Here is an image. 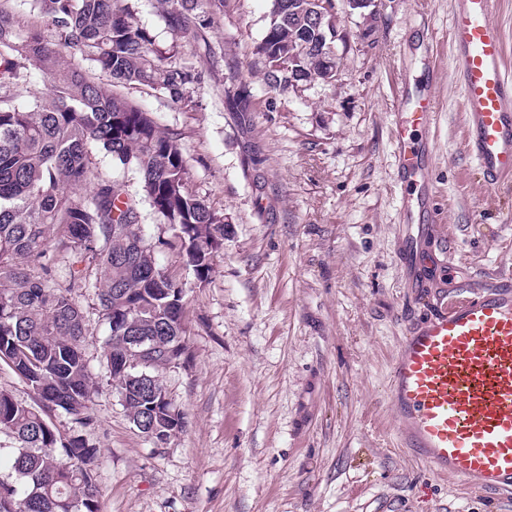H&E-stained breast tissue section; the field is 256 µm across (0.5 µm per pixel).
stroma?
<instances>
[{
    "mask_svg": "<svg viewBox=\"0 0 512 512\" xmlns=\"http://www.w3.org/2000/svg\"><path fill=\"white\" fill-rule=\"evenodd\" d=\"M137 19L194 75L187 102L136 83L123 98L177 132L187 188L224 215L206 283L160 221L135 169L91 145L103 175L139 202L144 242L185 289V357L161 370L183 431L155 448L130 422L104 357L110 335L84 291L93 423L63 412L61 439L100 450L98 512H512V494L460 486L401 448L386 400L411 320L430 308L399 270L393 119L433 67L424 137L434 236L454 267L483 278L512 266V188L489 192L466 153L455 85L454 0H334L339 58L329 82L271 87L258 52L272 0H206L195 33L169 29L160 0Z\"/></svg>",
    "mask_w": 512,
    "mask_h": 512,
    "instance_id": "stroma-1",
    "label": "stroma"
}]
</instances>
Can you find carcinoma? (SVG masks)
<instances>
[{"instance_id": "obj_1", "label": "carcinoma", "mask_w": 512, "mask_h": 512, "mask_svg": "<svg viewBox=\"0 0 512 512\" xmlns=\"http://www.w3.org/2000/svg\"><path fill=\"white\" fill-rule=\"evenodd\" d=\"M168 27L191 32L201 0H167ZM54 37L23 28L0 9V88L26 83L33 65L52 78V97L27 106L0 94V362L25 382L37 406L0 390V433L16 442L18 481L0 480V512H97L100 450L81 434L64 443L48 413L61 410L85 428L93 422L88 335L79 290L93 289L110 337L105 359L124 396L130 421L142 433L184 427L158 371L186 352L183 287L159 268L141 234L135 196L90 166L98 143L141 175L151 206L177 235L162 245L184 251L199 282L206 281L224 246V215L186 188L187 162L178 135L122 98L119 84L138 83L184 100L190 71L163 62L162 52L136 18L132 0H34ZM314 0H272L259 45L274 87H292L288 68L307 82L333 80L303 43ZM79 54L112 78L95 82L65 60ZM91 185L90 194L78 190ZM54 249L94 265L63 288L48 285V238ZM154 346L153 351L144 349Z\"/></svg>"}]
</instances>
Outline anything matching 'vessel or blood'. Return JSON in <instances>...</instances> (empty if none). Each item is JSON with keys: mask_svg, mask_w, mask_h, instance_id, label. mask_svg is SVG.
Returning <instances> with one entry per match:
<instances>
[{"mask_svg": "<svg viewBox=\"0 0 512 512\" xmlns=\"http://www.w3.org/2000/svg\"><path fill=\"white\" fill-rule=\"evenodd\" d=\"M498 0H457L451 38L453 74L463 91L467 150L483 184H512V73L496 22ZM394 135L403 141L401 210L412 221L400 257L411 287L436 279L434 215L425 178L430 158L408 144L429 128L434 106L421 95L397 107ZM456 299L409 327L391 366L387 400L401 442L432 472L512 490V271L494 278L453 277Z\"/></svg>", "mask_w": 512, "mask_h": 512, "instance_id": "1", "label": "vessel or blood"}]
</instances>
